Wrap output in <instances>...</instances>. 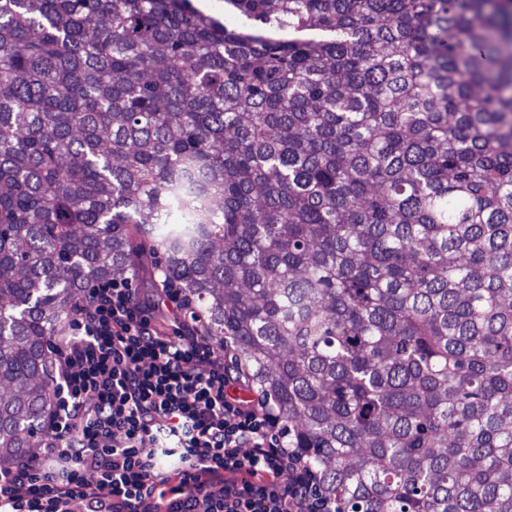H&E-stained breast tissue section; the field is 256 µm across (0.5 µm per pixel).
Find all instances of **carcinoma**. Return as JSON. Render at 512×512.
<instances>
[{"instance_id": "obj_1", "label": "carcinoma", "mask_w": 512, "mask_h": 512, "mask_svg": "<svg viewBox=\"0 0 512 512\" xmlns=\"http://www.w3.org/2000/svg\"><path fill=\"white\" fill-rule=\"evenodd\" d=\"M507 4L0 0V458L135 234L336 512H512Z\"/></svg>"}]
</instances>
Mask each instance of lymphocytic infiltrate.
Masks as SVG:
<instances>
[{"label":"lymphocytic infiltrate","mask_w":512,"mask_h":512,"mask_svg":"<svg viewBox=\"0 0 512 512\" xmlns=\"http://www.w3.org/2000/svg\"><path fill=\"white\" fill-rule=\"evenodd\" d=\"M179 292L96 282L51 352L46 444L0 470V512H336L268 399L194 327Z\"/></svg>","instance_id":"obj_1"}]
</instances>
